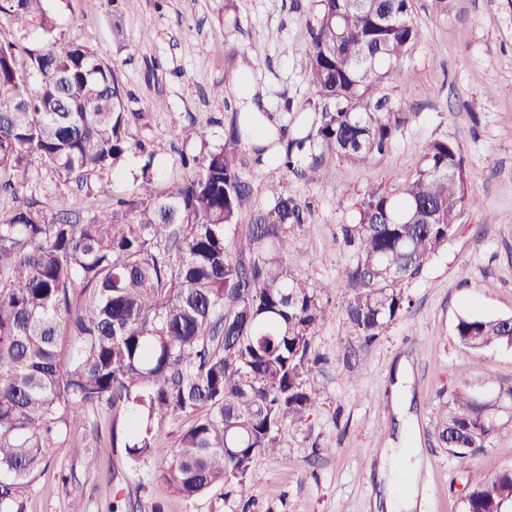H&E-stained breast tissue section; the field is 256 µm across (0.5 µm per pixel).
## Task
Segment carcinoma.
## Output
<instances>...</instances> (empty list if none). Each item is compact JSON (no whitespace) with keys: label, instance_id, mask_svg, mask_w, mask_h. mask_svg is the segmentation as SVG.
Here are the masks:
<instances>
[{"label":"carcinoma","instance_id":"cac0c4a2","mask_svg":"<svg viewBox=\"0 0 512 512\" xmlns=\"http://www.w3.org/2000/svg\"><path fill=\"white\" fill-rule=\"evenodd\" d=\"M300 58L313 95L326 104L318 127L287 140L276 156L296 172L325 155L364 164L388 150L408 116L384 93L421 41L413 0H320ZM50 30L44 0H0V17ZM40 78L37 92L27 76ZM138 113L114 70L87 43L29 53L0 44V173L26 171L38 155L66 181L113 170L145 145L130 139ZM255 120L233 115L224 146L184 164L191 174L157 190L153 154L135 194L82 223L48 215L35 201L0 222V512H24L28 478L67 443L71 418L112 410V447L137 471L156 458L155 478L193 500L216 486L253 479L256 452L278 448L282 427L303 426L318 399L309 377L312 338L324 318L322 295L288 270V225L304 206L282 184L241 224L252 187ZM475 199L456 146L429 143L414 173L392 191L373 188L356 202L344 239L358 249L348 272L344 313L370 343L408 309L402 285L448 243ZM454 336L482 353L512 348V317H458ZM453 388L438 410V438L461 458L485 448L512 409V385ZM191 423L174 449L154 426ZM462 512H512V466L467 471Z\"/></svg>","mask_w":512,"mask_h":512}]
</instances>
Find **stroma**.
I'll return each mask as SVG.
<instances>
[{
  "label": "stroma",
  "mask_w": 512,
  "mask_h": 512,
  "mask_svg": "<svg viewBox=\"0 0 512 512\" xmlns=\"http://www.w3.org/2000/svg\"><path fill=\"white\" fill-rule=\"evenodd\" d=\"M46 0L51 30L0 22V43L40 51L51 44L88 42L114 69L140 119L133 138L151 143L157 188L178 180L181 155L224 143L242 98L224 100L215 85L238 81L255 91L272 129L306 135L320 121L299 58L319 0ZM423 38L407 57L403 76L386 92L409 121L390 149L362 166L335 158L288 177L270 156L248 162L253 202L266 187L287 181L305 207L303 226H291L288 266L299 278L328 286L326 315L313 337L321 362L311 384L319 406L303 428L284 429L275 453L256 454L254 481L229 483L186 501L155 481L151 459L131 472L112 445V414L77 418L65 448L51 454L25 493L26 512H107L114 498L137 497L140 512H385L380 500L414 484V512H461L468 469L493 474L512 464V425L488 448L459 459L436 433L440 395L490 377L512 385V348L476 355L454 336L458 317H512V0H451L448 14L415 0ZM476 102L468 111V102ZM207 128V140L197 136ZM458 145L470 174L476 207L422 273L404 282L411 307L383 336L364 344L345 319L347 273L357 260L342 242L355 202L369 189H393L410 174L426 146ZM144 158L129 154L118 172L77 186L32 159L14 191L0 192V219L17 199L35 200L47 213L88 216L129 197ZM415 448L412 472L381 478L390 449ZM70 475L61 486L59 473Z\"/></svg>",
  "instance_id": "35a3bbf8"
}]
</instances>
